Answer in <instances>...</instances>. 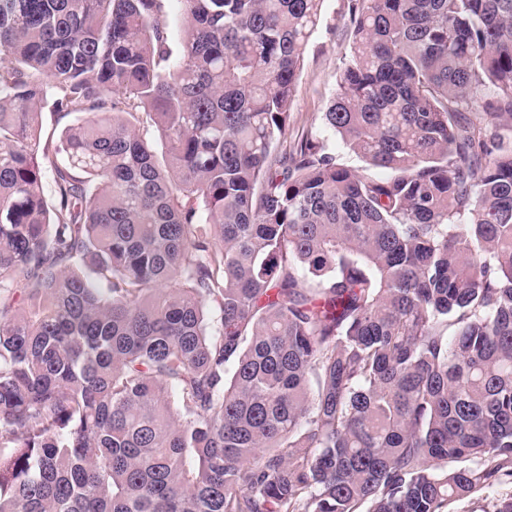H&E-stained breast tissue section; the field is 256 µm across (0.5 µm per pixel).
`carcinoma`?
<instances>
[{
  "instance_id": "obj_1",
  "label": "carcinoma",
  "mask_w": 512,
  "mask_h": 512,
  "mask_svg": "<svg viewBox=\"0 0 512 512\" xmlns=\"http://www.w3.org/2000/svg\"><path fill=\"white\" fill-rule=\"evenodd\" d=\"M165 2L0 0V512L512 483V0H350L324 123L384 178L276 150L323 0H182L176 51ZM79 118L80 117L77 115H70L64 119H59L58 115L52 111L50 103H48L42 110L39 119L41 137L44 140L51 136H53L54 139H58L63 128L70 124H76Z\"/></svg>"
}]
</instances>
